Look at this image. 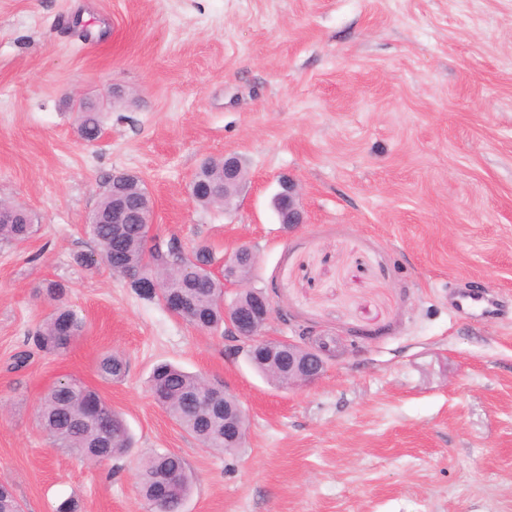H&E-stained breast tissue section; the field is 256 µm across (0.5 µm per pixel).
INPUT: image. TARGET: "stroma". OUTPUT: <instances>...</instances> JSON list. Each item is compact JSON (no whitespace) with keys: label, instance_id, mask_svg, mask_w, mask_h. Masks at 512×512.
Returning a JSON list of instances; mask_svg holds the SVG:
<instances>
[{"label":"stroma","instance_id":"stroma-1","mask_svg":"<svg viewBox=\"0 0 512 512\" xmlns=\"http://www.w3.org/2000/svg\"><path fill=\"white\" fill-rule=\"evenodd\" d=\"M77 98L102 106L95 142ZM227 153L245 183L202 206L191 178ZM122 171L155 237L251 248L268 336L328 343L321 378L277 387L102 262L87 216ZM286 175L292 230L272 206ZM0 200L34 217L0 242V480L25 512H151L153 452L193 471L185 512H512V0H0ZM51 281L86 323L62 355L31 340ZM476 291L482 318L457 306ZM107 352L120 381L97 373ZM163 361L237 394V455L156 404ZM66 377L124 414L128 455L53 447L37 409ZM281 191L275 196L274 202L281 224H287L288 229L305 224L304 213L299 201L297 183L291 178L280 182ZM100 376L107 380L119 381L126 373V362L119 354H108L98 363Z\"/></svg>","mask_w":512,"mask_h":512}]
</instances>
